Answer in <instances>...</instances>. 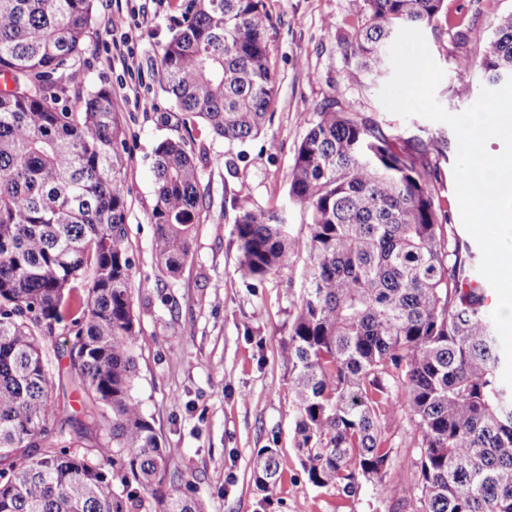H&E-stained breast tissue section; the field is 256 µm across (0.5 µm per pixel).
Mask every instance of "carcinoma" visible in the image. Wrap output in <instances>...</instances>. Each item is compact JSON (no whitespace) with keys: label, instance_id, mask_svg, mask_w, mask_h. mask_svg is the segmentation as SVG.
<instances>
[{"label":"carcinoma","instance_id":"carcinoma-1","mask_svg":"<svg viewBox=\"0 0 512 512\" xmlns=\"http://www.w3.org/2000/svg\"><path fill=\"white\" fill-rule=\"evenodd\" d=\"M445 0H350L339 37L346 81L389 74L403 26L432 24ZM94 0H0V512H206L174 487L169 455L137 396L126 139L104 86L76 65ZM264 0H192L162 48L163 88L230 146L263 130L276 93ZM496 85L512 74V12L472 33ZM448 138L388 133L331 99L294 156L286 207L234 197L232 234L247 286L304 254L307 287L288 345L294 445L308 480L348 498L382 477L389 428L413 424L411 512H512V387L480 263L436 184ZM203 156L186 141L155 150V255L178 274L206 205ZM307 233H289L288 210ZM64 336L66 370L45 345ZM81 390L87 420L57 392ZM255 485L281 478L279 450L253 462Z\"/></svg>","mask_w":512,"mask_h":512}]
</instances>
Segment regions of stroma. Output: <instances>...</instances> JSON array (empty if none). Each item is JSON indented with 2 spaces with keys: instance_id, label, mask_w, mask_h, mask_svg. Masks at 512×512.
<instances>
[{
  "instance_id": "stroma-1",
  "label": "stroma",
  "mask_w": 512,
  "mask_h": 512,
  "mask_svg": "<svg viewBox=\"0 0 512 512\" xmlns=\"http://www.w3.org/2000/svg\"><path fill=\"white\" fill-rule=\"evenodd\" d=\"M188 2L94 0L79 64L85 83L111 89L125 131L126 228L140 327L137 395L170 453L175 485L180 494L205 500L207 512H407L404 475L418 457L413 448H398L381 496L367 488L347 499L308 481L292 440L293 370L281 355L304 291L306 258L294 256L280 272L247 287L238 272L231 201L243 191L259 208L281 207L307 122L330 98L361 104L388 131L447 136L450 154L457 151L454 131L388 112L379 99L382 82H346L338 37L358 25L348 0H264L273 22L270 63L278 89L258 138L236 150L206 136L201 126L184 127L163 89L159 59ZM510 11L512 0H447L446 10L424 29L444 72L435 98L449 113L472 104L456 93L458 75L470 76L474 90L486 85L469 30L491 31ZM181 137L204 156L206 205L190 258L172 277L158 266L152 247L153 166L157 145ZM240 151L246 155L241 162L235 159ZM266 447L278 449L282 479L263 491L253 481L252 463Z\"/></svg>"
}]
</instances>
